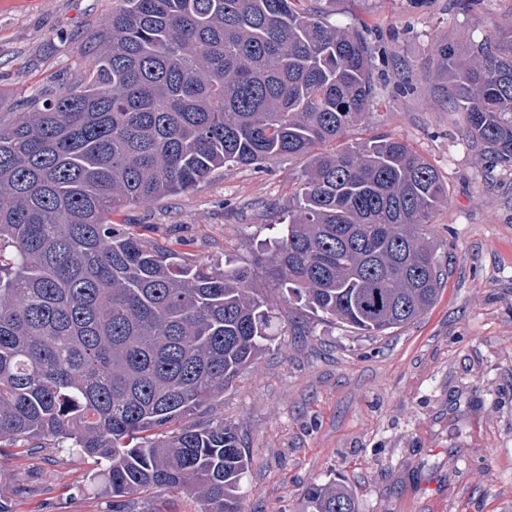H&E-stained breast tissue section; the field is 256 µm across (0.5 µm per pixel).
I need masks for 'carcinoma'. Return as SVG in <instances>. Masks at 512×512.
<instances>
[{"label": "carcinoma", "mask_w": 512, "mask_h": 512, "mask_svg": "<svg viewBox=\"0 0 512 512\" xmlns=\"http://www.w3.org/2000/svg\"><path fill=\"white\" fill-rule=\"evenodd\" d=\"M121 2L75 84L0 124V447L90 460L112 512L170 492L198 512H242L237 430L186 419L224 399L278 331L258 272L316 320L385 336L446 285L426 228L448 186L397 138L342 144L376 97L358 26L300 0ZM489 26L466 52L442 37L436 76L480 155L512 167V23ZM286 155L310 167L253 264L180 265L106 222L125 202ZM18 492L0 483V512ZM301 512L356 506L314 483Z\"/></svg>", "instance_id": "cac0c4a2"}]
</instances>
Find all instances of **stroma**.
I'll list each match as a JSON object with an SVG mask.
<instances>
[{"instance_id":"stroma-1","label":"stroma","mask_w":512,"mask_h":512,"mask_svg":"<svg viewBox=\"0 0 512 512\" xmlns=\"http://www.w3.org/2000/svg\"><path fill=\"white\" fill-rule=\"evenodd\" d=\"M334 23H360L381 57L377 96L344 137L405 142L438 171L448 200L429 233L447 267L436 304L370 339L339 325L278 336L214 409L251 465L245 512H299L305 488L335 481L357 512H512V170L486 177L462 113L442 102L441 36L477 41L481 22H512V0H302ZM120 0H0V121L79 76ZM310 159L265 170L227 166L186 193L124 205L123 232L179 263L244 265L278 237ZM86 460L44 448L0 455L22 478L16 512H112Z\"/></svg>"}]
</instances>
